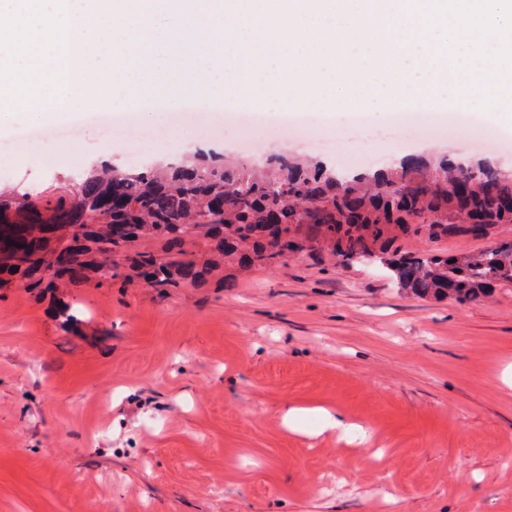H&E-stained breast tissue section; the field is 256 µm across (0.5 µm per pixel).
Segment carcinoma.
I'll list each match as a JSON object with an SVG mask.
<instances>
[{
    "mask_svg": "<svg viewBox=\"0 0 512 512\" xmlns=\"http://www.w3.org/2000/svg\"><path fill=\"white\" fill-rule=\"evenodd\" d=\"M19 189L0 193V286L14 277L26 287L54 288L68 278L112 276L119 254L152 288L196 287L212 270L184 249L202 239L227 262L250 267L282 257V233L307 228L302 240L324 245L338 260L374 261L397 234L415 226L429 236H483L512 224V174L486 162H453L446 154L409 156L373 174L342 177L311 162L273 156L263 164L238 163L191 152L160 168L104 164L79 184L70 205L21 203ZM23 212L18 222L12 213ZM164 243L162 252L140 242ZM180 259H171V254ZM391 277L420 297L461 303L512 283V241L456 259L405 253L386 259Z\"/></svg>",
    "mask_w": 512,
    "mask_h": 512,
    "instance_id": "cac0c4a2",
    "label": "carcinoma"
}]
</instances>
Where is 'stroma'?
I'll return each instance as SVG.
<instances>
[{
	"mask_svg": "<svg viewBox=\"0 0 512 512\" xmlns=\"http://www.w3.org/2000/svg\"><path fill=\"white\" fill-rule=\"evenodd\" d=\"M137 105L108 140L92 110L52 120L72 140L20 142L26 119L1 130L0 188L69 203L93 163L190 152L192 130ZM239 109L212 116L229 157L257 141L358 174L435 146L512 173V124L443 102L332 124L298 107L254 128ZM504 241L512 224L394 246L465 256ZM117 271L0 288V512H512L511 283L478 303L420 298L320 249L198 287ZM324 408L368 428L372 456L323 430Z\"/></svg>",
	"mask_w": 512,
	"mask_h": 512,
	"instance_id": "35a3bbf8",
	"label": "stroma"
}]
</instances>
